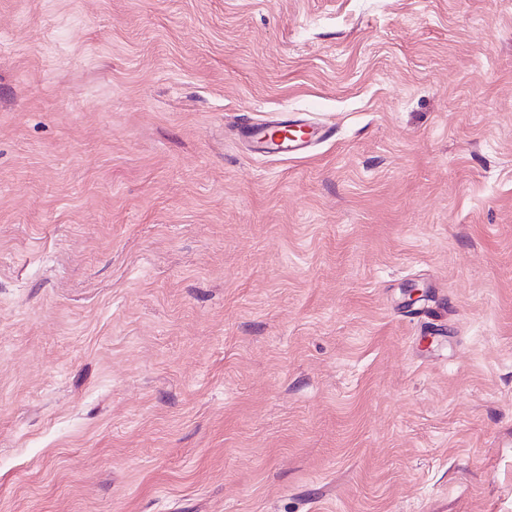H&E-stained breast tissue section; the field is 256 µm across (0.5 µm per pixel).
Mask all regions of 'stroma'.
Wrapping results in <instances>:
<instances>
[{
	"instance_id": "35a3bbf8",
	"label": "stroma",
	"mask_w": 512,
	"mask_h": 512,
	"mask_svg": "<svg viewBox=\"0 0 512 512\" xmlns=\"http://www.w3.org/2000/svg\"><path fill=\"white\" fill-rule=\"evenodd\" d=\"M0 512H512V0H0ZM314 130H301L293 136L276 138L267 134V126L260 123H248L239 128L242 140L256 141L263 145L261 153L278 156H294L306 153L317 141L330 139L331 128L303 123Z\"/></svg>"
}]
</instances>
